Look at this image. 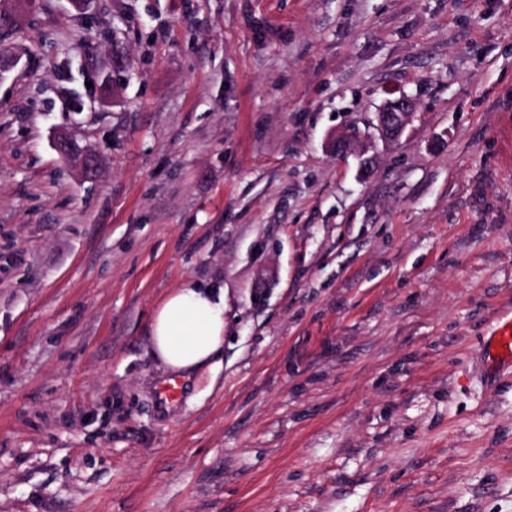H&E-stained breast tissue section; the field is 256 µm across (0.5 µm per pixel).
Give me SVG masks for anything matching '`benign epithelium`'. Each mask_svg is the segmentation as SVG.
<instances>
[{"mask_svg": "<svg viewBox=\"0 0 512 512\" xmlns=\"http://www.w3.org/2000/svg\"><path fill=\"white\" fill-rule=\"evenodd\" d=\"M415 111L416 102L407 95L390 99L375 113L370 124L373 132L356 127L338 132L329 139L327 147L338 159L356 156L359 171L368 174L374 170L376 163V155L370 152L372 138L376 136L385 143L398 142Z\"/></svg>", "mask_w": 512, "mask_h": 512, "instance_id": "1", "label": "benign epithelium"}]
</instances>
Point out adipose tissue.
Returning a JSON list of instances; mask_svg holds the SVG:
<instances>
[{"label":"adipose tissue","instance_id":"ef3b65f1","mask_svg":"<svg viewBox=\"0 0 512 512\" xmlns=\"http://www.w3.org/2000/svg\"><path fill=\"white\" fill-rule=\"evenodd\" d=\"M151 336L156 355L175 372L209 363L224 341V295L186 282L155 308Z\"/></svg>","mask_w":512,"mask_h":512}]
</instances>
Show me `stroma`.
Listing matches in <instances>:
<instances>
[{
	"label": "stroma",
	"mask_w": 512,
	"mask_h": 512,
	"mask_svg": "<svg viewBox=\"0 0 512 512\" xmlns=\"http://www.w3.org/2000/svg\"><path fill=\"white\" fill-rule=\"evenodd\" d=\"M0 54V512H512V0H38ZM416 111V102L407 95L388 100L368 126V130L361 131L354 127L345 132H336L331 137L327 147L336 159H346L355 155L358 159L359 171L368 174L374 170L376 155L370 154V145L373 138L369 128L375 131L374 135L385 143H396L404 134L406 127ZM151 336L156 355L174 372L209 363L224 342V291L186 282L155 308ZM491 336L492 341L485 348L487 365L494 369L504 365L512 367V316L501 317Z\"/></svg>",
	"instance_id": "stroma-1"
}]
</instances>
